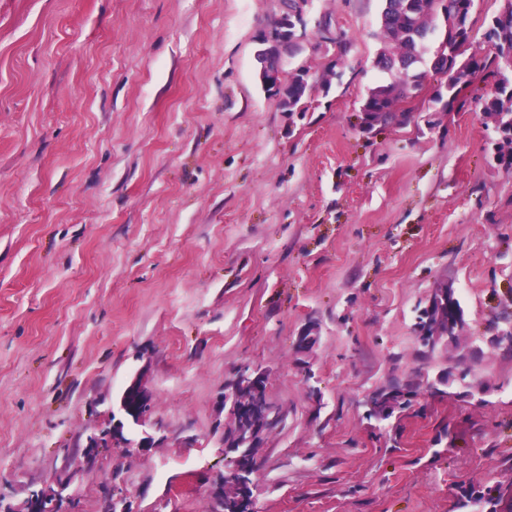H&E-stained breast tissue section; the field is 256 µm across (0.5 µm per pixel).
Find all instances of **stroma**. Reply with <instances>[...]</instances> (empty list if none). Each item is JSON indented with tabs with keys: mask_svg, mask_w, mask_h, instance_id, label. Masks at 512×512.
<instances>
[{
	"mask_svg": "<svg viewBox=\"0 0 512 512\" xmlns=\"http://www.w3.org/2000/svg\"><path fill=\"white\" fill-rule=\"evenodd\" d=\"M279 0H0V492L67 477L137 512H208L237 369L269 374L282 428L258 512H466L512 484V169L480 105L389 123L382 0H313L351 42L341 78L285 112L256 82ZM453 288L459 336L414 324ZM319 341L298 357L307 328ZM143 376L140 455L88 435ZM410 385L406 408L366 399Z\"/></svg>",
	"mask_w": 512,
	"mask_h": 512,
	"instance_id": "1",
	"label": "stroma"
}]
</instances>
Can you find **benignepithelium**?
<instances>
[{
	"label": "benign epithelium",
	"instance_id": "7a95c632",
	"mask_svg": "<svg viewBox=\"0 0 512 512\" xmlns=\"http://www.w3.org/2000/svg\"><path fill=\"white\" fill-rule=\"evenodd\" d=\"M311 21V0H296V5L288 10L283 9L277 16L275 25L262 28L255 36V42L265 54V62L258 74L261 87L269 95L275 97L282 110H288V76L283 68L292 61L298 62L295 69L297 82H308L313 71L309 62L300 60L299 49L305 45L307 27ZM319 41L323 45L322 59L331 64L336 59L345 56L348 43L337 32L336 24L321 23L316 28ZM427 309L436 312L435 319L423 327L415 328V334L432 336L434 340L449 341L459 333L460 318L451 304L448 290L440 288L432 296ZM267 374L258 367L243 365L232 385L229 394L236 397L237 415L226 413L227 422L234 423L237 433L244 442L253 443L255 436L268 423L270 417L269 398L267 393ZM151 397L143 383L135 378L124 388L120 397L119 417L111 418L109 427L99 434L87 439L84 454L88 462L95 463L100 449L108 448L119 443L126 448L138 452H147L156 447L157 443L166 439L162 429L155 428L148 432L143 429L147 413L150 409ZM138 426L140 434L132 439L125 436V429ZM226 453L234 454L232 461L236 464L234 477L225 484V491H220L212 485L207 491V497L217 500L224 494L226 503L233 512H257L253 498L246 493L248 485L249 462L255 459L254 449L248 448L238 453L235 448L224 449ZM18 512H80L79 501L67 492V486L55 480L41 488L30 491L26 500L18 507Z\"/></svg>",
	"mask_w": 512,
	"mask_h": 512
}]
</instances>
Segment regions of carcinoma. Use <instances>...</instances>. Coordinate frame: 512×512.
I'll return each mask as SVG.
<instances>
[{
	"instance_id": "carcinoma-1",
	"label": "carcinoma",
	"mask_w": 512,
	"mask_h": 512,
	"mask_svg": "<svg viewBox=\"0 0 512 512\" xmlns=\"http://www.w3.org/2000/svg\"><path fill=\"white\" fill-rule=\"evenodd\" d=\"M436 5L438 24L429 29V14L418 10L412 15L403 10V0H383L381 28L386 46L377 60L379 68L390 81L371 89L362 106L381 118L393 111L404 97L409 84L422 86L427 72L422 66L446 77L445 84L435 90L432 101L448 112L464 109L469 100L463 91L476 79L492 80L495 92L479 97L483 112L498 122L495 131L501 140L495 159L504 164L503 157L512 156V19L503 22L494 16L485 36L495 46L491 55L476 56L468 52V39L474 0H427ZM436 33V39L428 35ZM310 86L288 90L291 112L306 111ZM406 386L397 381L379 388L375 394L395 405H401ZM469 503L484 512H512V488L506 487L491 498H469Z\"/></svg>"
}]
</instances>
